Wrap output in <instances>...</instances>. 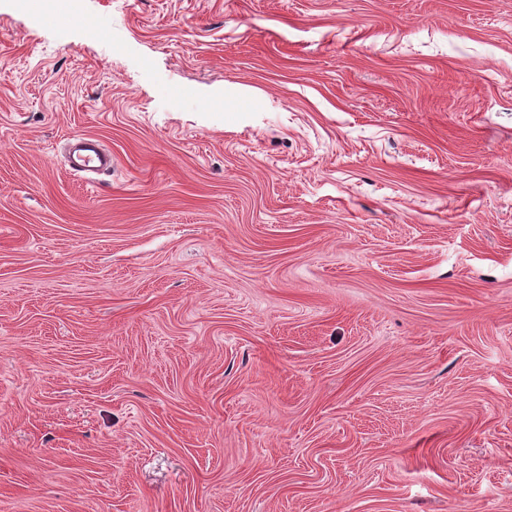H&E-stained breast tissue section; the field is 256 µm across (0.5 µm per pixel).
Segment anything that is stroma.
<instances>
[{
  "label": "stroma",
  "mask_w": 512,
  "mask_h": 512,
  "mask_svg": "<svg viewBox=\"0 0 512 512\" xmlns=\"http://www.w3.org/2000/svg\"><path fill=\"white\" fill-rule=\"evenodd\" d=\"M79 5L0 0V512H512V0ZM64 156L74 174H101L112 170V154L93 136H73L65 146Z\"/></svg>",
  "instance_id": "obj_1"
}]
</instances>
